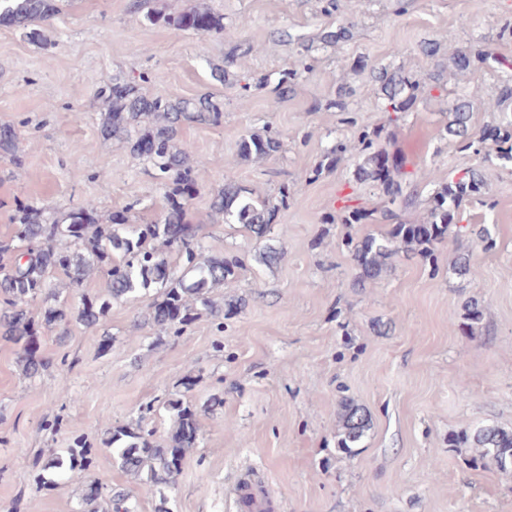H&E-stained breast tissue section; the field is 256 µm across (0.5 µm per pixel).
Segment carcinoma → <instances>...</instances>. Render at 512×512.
<instances>
[{"mask_svg": "<svg viewBox=\"0 0 512 512\" xmlns=\"http://www.w3.org/2000/svg\"><path fill=\"white\" fill-rule=\"evenodd\" d=\"M133 7L144 13L151 24L164 23L179 30L201 35H224V15L207 6L194 7L175 14H162L149 6V0H133ZM59 12L58 0H0V26L27 27L47 21ZM353 22L336 19L318 35L323 44H338L350 39ZM452 69L466 71L489 62L512 74V57L498 56L488 45L464 47L449 57ZM342 68L355 72L370 70L380 85L381 110L387 114L384 125L369 127L358 123L344 102L335 103L343 112L342 122L353 129V139L336 140L324 155L320 169H329L347 154L362 157L357 174L378 191L380 208L352 204L347 196L343 206L322 218L324 224H368L375 214L391 225L382 238L348 235L343 246L356 264L354 287L365 288L388 270L390 260L400 252L422 258L434 256L437 246L457 226V235L476 236L485 251L495 247L487 228L461 224V212L469 203H483L484 180L480 170L467 168L439 184L432 206L421 224H406L401 219L404 209L413 203L408 191V173L401 158L379 146L390 136L395 125L417 99L420 83L401 72L369 64L364 57L344 58ZM298 72L289 70L270 90L269 108L275 110L288 97L290 84ZM104 119L100 128L106 138L125 142L131 154L147 162L163 189L165 206L161 218L153 224H130L119 214L110 224L94 222L96 205L88 200L68 213L65 222L40 221L30 216L31 208L18 204L14 236L0 241V338L19 347V363L30 380L49 370L52 360L38 354L37 330L29 316V306L37 298L58 301L60 292L53 283L54 274L66 278L65 287L79 299L75 320L85 326L104 321L114 301H120L139 289H156L149 320L160 330L180 336L201 312L226 317L224 303L210 297L236 278L244 266L238 255L206 256L198 229L184 221L185 204L195 192L205 173L206 163L193 157L191 147L179 140L185 123L218 124L223 117L220 104L211 95L195 98H171L161 91L146 94L130 80L120 76L98 96ZM473 102L458 100L448 112L441 139L466 151L482 156V162L512 164V132L498 126L478 128L473 121ZM281 149V134L274 127L264 133L244 136L238 156L256 161L275 156ZM18 138L10 126L0 127V154L16 156ZM288 201V186L280 188L279 197L262 196L246 187L225 181L224 187L211 198V210L224 217L226 224H240L249 236L260 240L270 234L278 211ZM92 275L103 281L104 294L89 296L84 283ZM483 317L482 304L471 299L464 306L463 319L473 328ZM165 409L174 419V427L165 443L154 439V431L136 426L107 428L102 446L112 452L119 467L149 489L162 490L175 485L181 463L196 447L199 426L195 411L182 399H169ZM370 417L366 410L349 398L339 403L337 447L349 455L356 453L366 432ZM463 443L478 451V459L504 473H512V432L495 425L477 427L464 434ZM44 469L66 470L80 477L85 463L71 456L67 459L51 455ZM89 486L81 499L78 512H96L100 500H106L109 512H134L131 492L125 489Z\"/></svg>", "mask_w": 512, "mask_h": 512, "instance_id": "obj_1", "label": "carcinoma"}]
</instances>
